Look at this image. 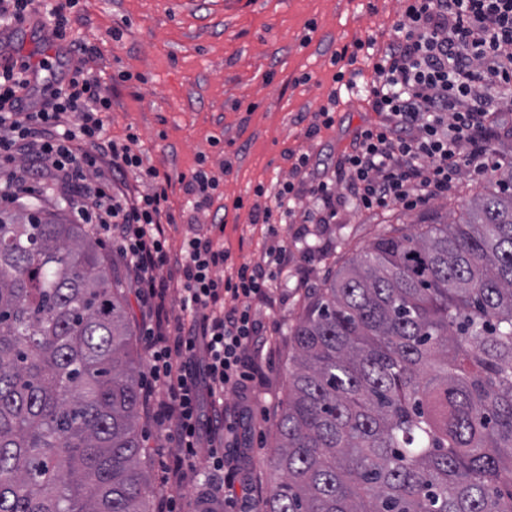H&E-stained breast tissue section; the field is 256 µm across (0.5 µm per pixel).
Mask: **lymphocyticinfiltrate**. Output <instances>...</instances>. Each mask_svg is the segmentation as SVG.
Masks as SVG:
<instances>
[{"label": "lymphocytic infiltrate", "mask_w": 512, "mask_h": 512, "mask_svg": "<svg viewBox=\"0 0 512 512\" xmlns=\"http://www.w3.org/2000/svg\"><path fill=\"white\" fill-rule=\"evenodd\" d=\"M395 35L373 58L375 79L366 90L378 122L358 129L334 174L311 171L309 155L279 182L261 219L278 224L295 211L297 180L311 175L313 208L305 224H330L339 208L400 206L414 210L447 195L461 171L496 169V146L505 133L504 106L512 104V0H400ZM79 0H54L45 23L77 58L67 77L36 98L32 77L42 63L17 57L0 66V198L18 201L31 182L51 180L72 198L71 221L91 225L112 242L133 276L135 296L147 313L149 392L155 419L176 444L161 463L162 481L193 470L198 454L224 488L236 471L225 450L236 421L225 391H258L259 364L272 340L258 316L288 279L293 252L313 249L307 235L270 247L259 261L223 275L229 255L199 233L171 257L165 225L174 223L168 181L143 168L126 141L106 134L112 99L81 66L93 46L68 39ZM147 188H119L127 173ZM180 288L181 315L170 318L172 286Z\"/></svg>", "instance_id": "f902f5d3"}]
</instances>
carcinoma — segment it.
<instances>
[{
    "instance_id": "1",
    "label": "carcinoma",
    "mask_w": 512,
    "mask_h": 512,
    "mask_svg": "<svg viewBox=\"0 0 512 512\" xmlns=\"http://www.w3.org/2000/svg\"><path fill=\"white\" fill-rule=\"evenodd\" d=\"M260 512H512V158L307 294ZM126 298L101 243L0 215V512H151Z\"/></svg>"
}]
</instances>
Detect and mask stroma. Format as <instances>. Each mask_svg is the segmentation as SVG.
I'll return each mask as SVG.
<instances>
[{"label":"stroma","mask_w":512,"mask_h":512,"mask_svg":"<svg viewBox=\"0 0 512 512\" xmlns=\"http://www.w3.org/2000/svg\"><path fill=\"white\" fill-rule=\"evenodd\" d=\"M398 12L397 0H80L71 35L97 49L86 66L112 99L109 135L137 134L134 150L144 166L170 178L172 250H179L190 225L216 222L232 262L260 260L270 238L258 212L269 200L255 188L273 190L304 154L333 171L356 129L378 121L366 99L339 91L331 56L358 40L385 45ZM0 42L16 55L48 59L52 68L42 80L62 78L70 68L66 47L48 42L38 18L0 31ZM330 103L334 125L307 137L315 113ZM202 162L220 186L211 205L196 210L185 179ZM484 184L464 174L448 196L426 207L349 205L336 223L316 226L319 248L294 258L287 302L259 312L273 343L262 364L268 396L259 403L249 394L224 397L243 412L230 458L250 494L238 497L237 512H259L268 489L269 448L288 399L289 328L303 312L308 288L320 287L348 257L366 250L387 223L411 228L459 217Z\"/></svg>","instance_id":"stroma-1"}]
</instances>
